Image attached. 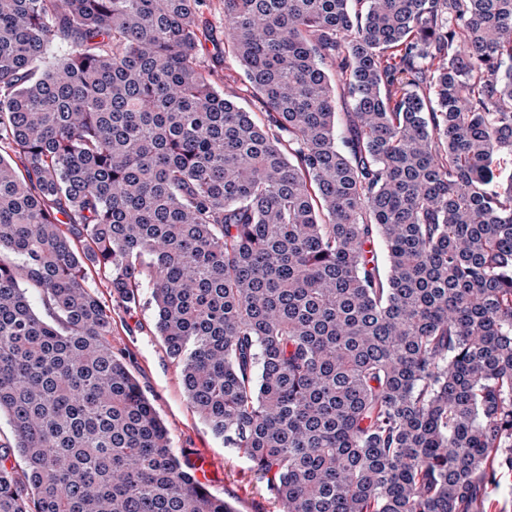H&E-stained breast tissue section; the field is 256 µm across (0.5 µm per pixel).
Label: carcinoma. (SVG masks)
<instances>
[{
  "instance_id": "obj_1",
  "label": "carcinoma",
  "mask_w": 512,
  "mask_h": 512,
  "mask_svg": "<svg viewBox=\"0 0 512 512\" xmlns=\"http://www.w3.org/2000/svg\"><path fill=\"white\" fill-rule=\"evenodd\" d=\"M202 2L0 0L27 467L0 451V512H234L112 350L91 266L150 288L188 403L283 512H485L512 470V0H224L260 119L209 80Z\"/></svg>"
}]
</instances>
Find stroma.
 I'll use <instances>...</instances> for the list:
<instances>
[{
  "label": "stroma",
  "instance_id": "35a3bbf8",
  "mask_svg": "<svg viewBox=\"0 0 512 512\" xmlns=\"http://www.w3.org/2000/svg\"><path fill=\"white\" fill-rule=\"evenodd\" d=\"M203 19L210 37L200 53L215 89L247 111H260L243 68L224 55V0H204ZM88 284L112 314V348L128 356L129 369L168 429L173 452L188 461L207 456L220 477L210 492L232 504L236 512H283L269 494L266 481L237 449L224 445L190 408L180 366L167 354L155 328L153 304L142 301L137 311L125 309L104 274L90 271Z\"/></svg>",
  "mask_w": 512,
  "mask_h": 512
}]
</instances>
